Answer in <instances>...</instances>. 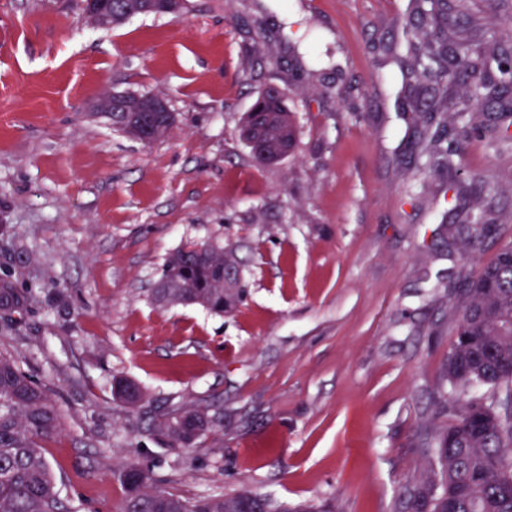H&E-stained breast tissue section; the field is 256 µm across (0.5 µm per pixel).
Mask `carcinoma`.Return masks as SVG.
I'll return each instance as SVG.
<instances>
[{
    "instance_id": "carcinoma-1",
    "label": "carcinoma",
    "mask_w": 512,
    "mask_h": 512,
    "mask_svg": "<svg viewBox=\"0 0 512 512\" xmlns=\"http://www.w3.org/2000/svg\"><path fill=\"white\" fill-rule=\"evenodd\" d=\"M187 0H112V24L134 16L180 17ZM505 41L475 49L470 0H414L405 21L410 65L402 73L419 96L425 137L416 146L419 170L453 176L472 138L485 133L480 108L495 106L498 119L512 118V23L501 22ZM460 130L448 129V113ZM112 114V127L138 141L143 130ZM260 120L265 163L285 157L296 142L293 111L284 91L269 88L245 114L240 136L247 142ZM487 206L460 220L475 239L495 223ZM24 266L0 273V335L15 330L13 315L27 308L28 291L17 286ZM152 292L162 306H200L214 314L232 311L243 285L224 292V249L208 247L194 259L179 249L165 260ZM460 317L442 367L440 387L430 394L432 419L447 422L425 433V477L410 492L412 512H512V244L484 265L459 301ZM118 400L129 408L143 402L140 388L125 379L114 384ZM62 413L49 391L0 353V512H61L62 505L42 442L61 428ZM163 432L168 446L185 450L211 430L205 410L193 405L155 413L152 426L138 431L129 453L141 451L140 436ZM125 495L117 512H336L328 502L283 504L248 490L193 500L154 484L148 467L134 460L124 471Z\"/></svg>"
}]
</instances>
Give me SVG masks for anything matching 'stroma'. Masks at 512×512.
<instances>
[{"instance_id":"1","label":"stroma","mask_w":512,"mask_h":512,"mask_svg":"<svg viewBox=\"0 0 512 512\" xmlns=\"http://www.w3.org/2000/svg\"><path fill=\"white\" fill-rule=\"evenodd\" d=\"M410 0H189L177 18L92 23L83 0H0V257H21V336L0 335L62 411L44 443L64 512H116L136 427L122 377L154 406L216 423L190 449L142 440L186 499L241 489L342 512H409L426 474L428 393L456 295L512 243V145L472 140L455 198L410 162L421 130L402 64ZM287 94L297 144L260 165L239 138L265 88ZM157 93L176 117L143 145L93 110L101 90ZM418 196L405 202L408 190ZM494 203L470 245L461 210ZM232 250L229 314L161 307L170 253ZM114 391L118 400L129 408H135L143 402L144 397L140 388L125 379H118L114 384Z\"/></svg>"}]
</instances>
